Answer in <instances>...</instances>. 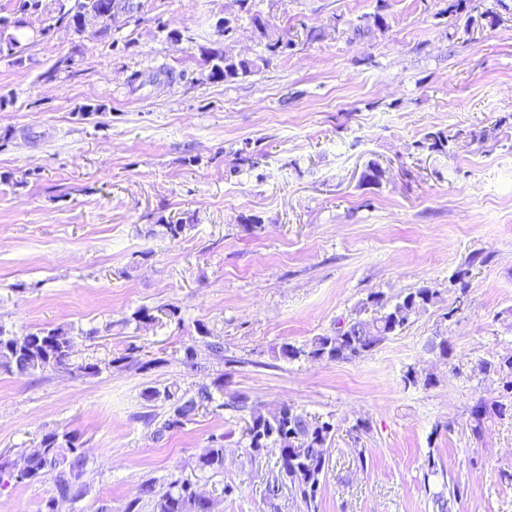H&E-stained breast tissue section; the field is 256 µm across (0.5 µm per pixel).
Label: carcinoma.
<instances>
[{
	"label": "carcinoma",
	"mask_w": 512,
	"mask_h": 512,
	"mask_svg": "<svg viewBox=\"0 0 512 512\" xmlns=\"http://www.w3.org/2000/svg\"><path fill=\"white\" fill-rule=\"evenodd\" d=\"M114 0H71L65 5L56 0V7L46 11L43 0H16L13 16L0 15V59L21 65L27 49L36 46L34 42L24 43L17 32L30 25L29 17H36L44 35H49L56 26L71 30L73 42L70 52L61 56L42 74L51 80L58 73L70 67L74 58L85 52L81 39L83 20L89 14L107 18V12ZM250 21L264 54L255 58H237L228 55L222 43L231 39L238 22ZM156 29L165 41L177 47L185 35L178 29H170L160 19H155ZM386 27L385 18L378 12L365 13L348 23L353 38H366ZM217 39L198 47L197 61L206 72V77L215 82H234L246 78L269 65L296 46L286 30H273L261 15L253 9V0H230L224 6V24L216 27ZM459 134L450 135L444 131L425 134L416 147L432 153L448 154L450 142ZM445 289L423 285L394 301L385 298L381 292L367 296L355 310L353 317L331 334L315 336L297 346L285 343L280 346V357L288 361L320 360L326 362H353L361 359L411 324L418 317L443 301ZM180 310L174 305L154 308L142 306L134 311L131 320L137 328L147 329L163 325V320L177 319ZM198 346L184 349L185 360L191 362L202 347L207 355L217 361L233 364L235 360L224 355V341L205 326L197 325ZM22 345L15 343V334L0 325V371L9 374L31 375L66 371L76 377L86 378L100 375L103 370L121 364L138 370H149L157 364L155 359L141 357V347L130 345L124 353L107 361L97 358L76 359L70 350L71 329L63 326H43L25 333ZM470 376L478 384L496 385L500 399L486 401L479 398L471 409L473 424L471 433L478 438L482 434L485 420L496 416L512 418V354L497 359H479L470 368ZM224 392V379L218 377L209 383H201L194 391L181 390L176 385L149 386L142 392V399L148 412L145 422L156 426L154 435L160 439L165 434L183 428L194 421L202 411L214 406L240 414L243 421L242 434L246 439L247 454L261 456L268 448L279 449L278 460L268 472L265 481L267 504L274 512H280L277 504L283 490H288V503L298 512H317L323 479L329 466V441L335 425L329 419L311 416L288 403L280 405L279 411L270 414L258 403H250L245 397L234 395L227 401L216 403V395ZM164 410V418L157 420L158 409ZM27 460V473L12 475L11 462L0 461V485L40 481L46 477L53 483L52 495L43 500L39 512H55L54 503L67 498L76 504L92 493L93 486L88 479L91 472L90 458L84 452L78 438L70 433L62 435L51 432L23 452ZM195 467L211 475L224 470V436H213L209 446L202 449L194 461ZM464 490L458 482H446L430 498L432 512H455V505L463 498ZM122 512H212L209 502L196 496L187 479H174L162 488L147 483L142 496L126 503Z\"/></svg>",
	"instance_id": "1"
}]
</instances>
